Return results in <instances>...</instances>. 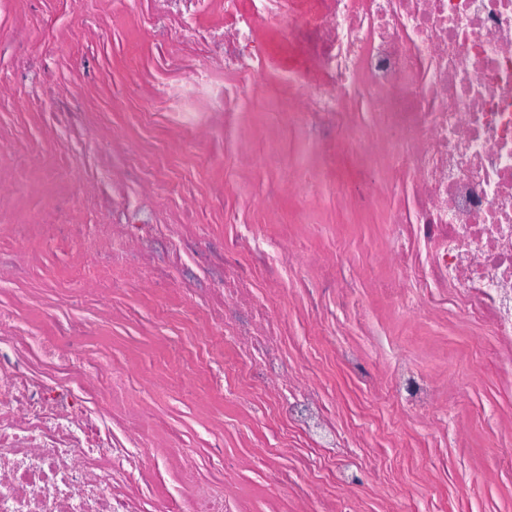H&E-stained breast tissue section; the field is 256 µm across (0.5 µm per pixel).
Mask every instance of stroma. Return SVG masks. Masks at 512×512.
I'll return each mask as SVG.
<instances>
[{"instance_id":"obj_1","label":"stroma","mask_w":512,"mask_h":512,"mask_svg":"<svg viewBox=\"0 0 512 512\" xmlns=\"http://www.w3.org/2000/svg\"><path fill=\"white\" fill-rule=\"evenodd\" d=\"M43 15L57 29L50 51L58 80L86 89L87 118L92 126L107 128L108 143L143 154L165 151L172 163L163 176L164 189L191 193L211 242L238 232L224 221L228 206L273 240L264 266H257L244 247L237 264L255 271L256 296L274 303L282 353L291 368L305 370L335 415L337 429L359 441L346 461L358 512H391L397 506L404 512H512V347H504L484 324L464 321L460 306L441 291L416 293L415 313L393 303L388 284L400 271L386 261L393 248L389 216L408 208L409 181L378 172L376 194L363 195L359 149L344 137L319 142L289 112L292 93L278 67L295 55L282 30L263 22L256 28L273 64L250 88V105L235 116L237 139L228 144L220 137L197 136L162 112L151 126L142 125L144 92L129 94L125 87L157 50L132 20L108 18L107 47L81 56L70 37L79 14L58 18L54 0H45ZM0 139L30 143L36 150L28 160L0 155V168L22 167L40 182L41 192L30 198V206L77 213L82 185L71 186L62 197L42 180L63 153L49 113L0 104ZM242 149L260 157V164L237 166L233 155ZM297 166L317 171L323 189L316 198L303 199L285 187L287 172ZM282 240L302 245L316 263L290 267L275 247ZM19 246L39 262L32 273L0 288V302L12 303L21 320L36 322L40 312L30 299L49 304L66 299L76 274L71 258L38 238L20 245L0 239V251ZM333 279L343 290L330 288ZM112 283L108 309L84 306L95 320L94 345L111 350L129 379L148 371L167 380V388L144 405L184 434L190 447L208 441L214 415L222 414L224 474L240 488L245 512H295L296 494L308 485L304 476L295 475L292 486L270 488L256 467L261 459L288 465L289 452L280 446L283 423L232 389V374L247 361V352L228 345L223 371L193 370L186 346L198 329L199 310L177 271L144 287L116 268ZM343 346L358 350L361 375L381 379L378 393L369 392L361 375L337 359L335 351ZM400 354L436 384L448 407L446 419L423 423L402 404L391 386Z\"/></svg>"}]
</instances>
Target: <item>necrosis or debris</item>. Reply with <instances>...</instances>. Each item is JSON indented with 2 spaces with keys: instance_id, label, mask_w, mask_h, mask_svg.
Here are the masks:
<instances>
[{
  "instance_id": "necrosis-or-debris-1",
  "label": "necrosis or debris",
  "mask_w": 512,
  "mask_h": 512,
  "mask_svg": "<svg viewBox=\"0 0 512 512\" xmlns=\"http://www.w3.org/2000/svg\"><path fill=\"white\" fill-rule=\"evenodd\" d=\"M214 1L153 0L147 11L143 0H114L161 45L196 42L194 52L169 56V76L152 80L143 124L159 112L194 129L203 127L205 112L232 118L269 60L254 46L257 22L284 26L298 60L283 68L282 80L307 88L293 101L303 123L333 136L343 130V104L361 103L372 123L356 130L354 141H367V155L380 157L385 170L412 178L411 209L389 218L403 272L392 284L397 306L416 307L407 284L451 288L471 299L468 320L486 323L511 344L512 0H218L223 28L202 29L199 20ZM51 37L37 14L0 52V101L21 111L50 109L73 162L92 147L85 92L59 86L50 52L31 55L33 41ZM105 161L104 183L120 164L149 186L135 207L105 187L83 200L84 208L110 218L102 227L107 257L146 285L174 254L206 245L213 285L195 291L196 365L206 367L228 343L258 358L259 366L236 370L235 389L247 399L263 385V409L316 445L298 460L310 486L339 483L336 451L349 447V437L323 407L317 386L299 379L283 358L272 304L254 296L252 272L234 264L239 238L214 244L207 225H193L184 237L159 223L171 203L188 216L196 209L186 196L174 199L151 185L147 171L161 168L163 156L129 149ZM417 239L428 249L427 262L414 256ZM109 293L103 277L82 274L60 308L41 310L43 322L56 321L58 309L72 311L57 336L0 307V512H236L235 487L198 483L193 454L175 431L169 446L182 484L147 500L142 488L156 482L157 467L145 460L144 416L133 410L111 358L87 349L92 323L75 315L90 298L109 305ZM395 382L413 413L429 421L446 414L434 387L406 361H399Z\"/></svg>"
}]
</instances>
